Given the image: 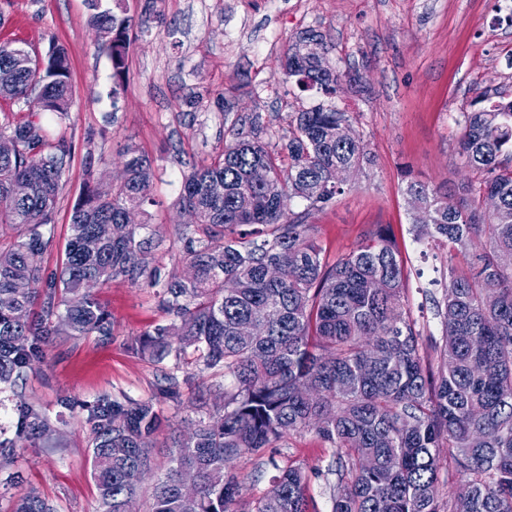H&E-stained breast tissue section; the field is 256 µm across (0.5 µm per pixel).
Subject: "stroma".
Segmentation results:
<instances>
[{"mask_svg": "<svg viewBox=\"0 0 512 512\" xmlns=\"http://www.w3.org/2000/svg\"><path fill=\"white\" fill-rule=\"evenodd\" d=\"M124 7L130 45L116 93L86 0H0V42L41 53L53 40L69 58L73 107L64 120L44 118L70 145L71 160L41 265L51 271L60 264L87 153L103 182L119 175L125 144L155 159V203L134 221L170 229L183 220L174 206L181 161L202 164L221 153L238 116L261 115L278 131L288 113L318 104L320 94L282 74L290 39L312 29L322 34L332 65L354 77L338 85L330 103L350 114L372 158L341 195L313 211L322 255L334 263L368 231L387 227L404 258L406 304L423 344L440 340L441 321L422 289L437 276L435 253L447 247L416 239L404 187L411 178L435 185L479 180L460 152L458 120L482 97L512 100V18L504 0H125ZM93 294L112 317L111 336H54L15 387L0 389V438L13 443L0 466V512H12L32 489L59 512H97L85 407L100 398L153 400L165 418L152 450L158 476L170 466V436L195 418L187 405L156 397L155 364L130 349L167 319L155 290L116 280ZM19 394L58 427L59 444L15 439L11 413ZM333 459V449L308 431L288 437L274 462L246 455L230 469L249 500L267 488L276 467L302 463L311 472L312 512H331Z\"/></svg>", "mask_w": 512, "mask_h": 512, "instance_id": "1", "label": "stroma"}]
</instances>
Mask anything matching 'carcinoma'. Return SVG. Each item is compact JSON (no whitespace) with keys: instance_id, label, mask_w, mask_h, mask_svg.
I'll use <instances>...</instances> for the list:
<instances>
[{"instance_id":"obj_1","label":"carcinoma","mask_w":512,"mask_h":512,"mask_svg":"<svg viewBox=\"0 0 512 512\" xmlns=\"http://www.w3.org/2000/svg\"><path fill=\"white\" fill-rule=\"evenodd\" d=\"M124 0L100 9L88 0L90 24L112 64V98L127 72L131 19ZM309 30L289 44L285 74L327 98L341 74L305 54ZM16 80L0 99L24 102L26 119L0 125L14 151L0 155V224L17 229L0 242V385L23 377L46 336L110 334L108 313L87 291L121 279L157 288L169 322L144 332L132 350L159 365L157 395L181 401L194 368L221 372L232 387L200 396L195 429L173 438L171 467L153 486L151 512H310V479L301 464L279 467L269 449L312 430L336 449L332 512H458L442 498L439 461L448 450L468 476L469 512H512V100L462 113L460 149L483 174L455 189L411 179L404 188L419 236L451 244L464 264L448 260L435 301L442 340L437 366L425 363L416 324L404 303V265L382 227L332 265L324 263L311 212L342 192L336 167L371 162L349 113L320 102L288 114V128L270 132L258 114L239 117L224 151L182 171L176 205L191 224L175 226L177 264L166 274L158 258L164 232L135 224L131 214L152 204V161L133 145L122 149L120 175L90 179L73 206L65 258L50 277L33 255L46 237L66 186L71 148L51 140L41 123L73 106L68 57L49 40L37 56L0 42V68ZM37 97H31L33 89ZM344 127L347 135L336 136ZM298 197L301 212L285 208ZM46 282L45 295L21 283ZM264 331L242 336L239 326ZM98 512H135L149 447L163 426L150 400L102 398L88 411ZM18 440L49 442L55 428L39 409L15 403ZM244 455L268 457L278 474L243 506L241 482L228 471ZM196 472L198 497L187 505L179 474ZM15 512H57L35 490Z\"/></svg>"}]
</instances>
